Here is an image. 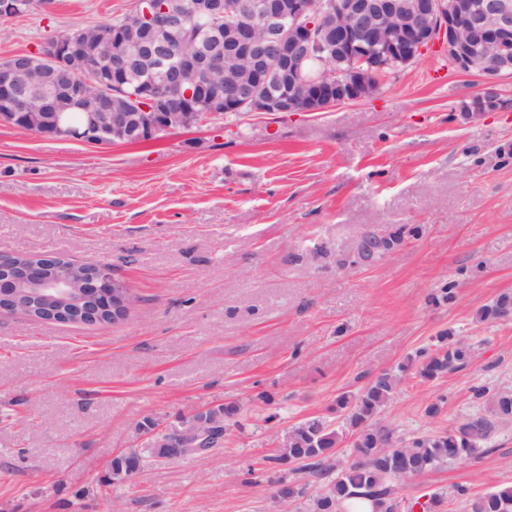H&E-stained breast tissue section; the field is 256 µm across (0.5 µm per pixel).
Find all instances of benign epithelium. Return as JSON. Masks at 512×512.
I'll use <instances>...</instances> for the list:
<instances>
[{"label":"benign epithelium","instance_id":"7a95c632","mask_svg":"<svg viewBox=\"0 0 512 512\" xmlns=\"http://www.w3.org/2000/svg\"><path fill=\"white\" fill-rule=\"evenodd\" d=\"M34 0H0V20L27 14ZM191 46L184 39L182 11L170 0H138L130 18L105 34L109 53L83 31L52 36L0 66V123L44 136L82 143L137 144L160 133L189 130L206 115L270 112H325L376 93L379 82L414 62L423 51L440 48L463 72L483 75L486 91L469 111L504 109L496 91L512 76V0H484L473 11L466 0H399L384 7L375 0H208L193 7ZM260 24L264 37L254 36ZM245 66L242 85L220 88L219 52ZM106 56L82 91L68 89L74 66ZM344 71L320 79L308 65L336 60ZM82 116L70 126V112ZM42 263L21 266L0 252V312L25 315L32 300L53 312L51 321L71 322V313L91 300L96 310L85 323L106 316L124 319L136 302L130 287L104 262H80L52 252ZM166 434L181 456L200 453L224 436V425L208 411Z\"/></svg>","mask_w":512,"mask_h":512}]
</instances>
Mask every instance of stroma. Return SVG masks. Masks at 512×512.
I'll use <instances>...</instances> for the list:
<instances>
[{
	"label": "stroma",
	"instance_id": "1",
	"mask_svg": "<svg viewBox=\"0 0 512 512\" xmlns=\"http://www.w3.org/2000/svg\"><path fill=\"white\" fill-rule=\"evenodd\" d=\"M135 6L34 5L0 23V60ZM483 85L431 49L366 100L138 145L0 125V252L106 262L137 297L107 326L0 315V512H283L278 444L309 417L342 425L337 396L380 372L401 384L378 422L403 439L482 413L473 386L512 389V319L478 317L512 294V109L465 115ZM370 233L394 243L366 262ZM444 332L472 361L420 382L415 353ZM230 402L218 447L109 481L146 422ZM483 446L398 502L467 512L457 487L512 485V421Z\"/></svg>",
	"mask_w": 512,
	"mask_h": 512
}]
</instances>
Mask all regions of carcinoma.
Wrapping results in <instances>:
<instances>
[{
    "mask_svg": "<svg viewBox=\"0 0 512 512\" xmlns=\"http://www.w3.org/2000/svg\"><path fill=\"white\" fill-rule=\"evenodd\" d=\"M394 239L364 237L360 257L372 261L388 250ZM512 317V296L505 294L480 310L483 320ZM472 347L462 340L448 343L434 351L426 348L417 354L415 377L422 382L436 381L465 367L472 359ZM399 378L389 372L377 374L358 394L342 393L336 405L346 410V425L353 430L357 455L347 461L335 459L341 440L339 429L320 418L295 424L288 431L284 447L272 461L288 465L313 477L325 479V491L308 505L307 512H348L356 500H367L372 512H395L394 484L414 478L428 469L454 460L471 457L488 437L491 423L483 417L471 418L457 427L433 435H419L408 441L395 440L392 432L379 425L377 417L392 400ZM475 398L484 401L490 413L512 417V393L492 392L484 386L474 389ZM171 457L176 448H148L131 452L112 461V477L130 476L141 469L145 454ZM336 477H330L331 473ZM277 498L284 504H299L306 496L304 486L280 479ZM465 498L469 512H512V487L473 495L466 488L457 490Z\"/></svg>",
    "mask_w": 512,
    "mask_h": 512,
    "instance_id": "cac0c4a2",
    "label": "carcinoma"
}]
</instances>
